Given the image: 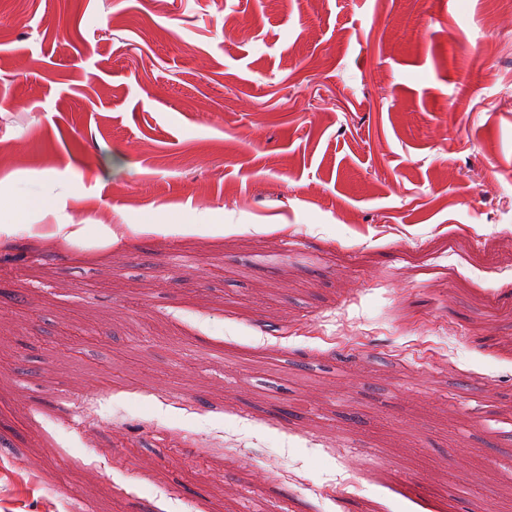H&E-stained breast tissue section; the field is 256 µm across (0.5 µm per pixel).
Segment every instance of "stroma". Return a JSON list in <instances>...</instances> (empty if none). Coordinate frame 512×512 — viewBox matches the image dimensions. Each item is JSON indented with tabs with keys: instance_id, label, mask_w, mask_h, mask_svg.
Here are the masks:
<instances>
[{
	"instance_id": "1",
	"label": "stroma",
	"mask_w": 512,
	"mask_h": 512,
	"mask_svg": "<svg viewBox=\"0 0 512 512\" xmlns=\"http://www.w3.org/2000/svg\"><path fill=\"white\" fill-rule=\"evenodd\" d=\"M0 197V512H512V0H0Z\"/></svg>"
}]
</instances>
